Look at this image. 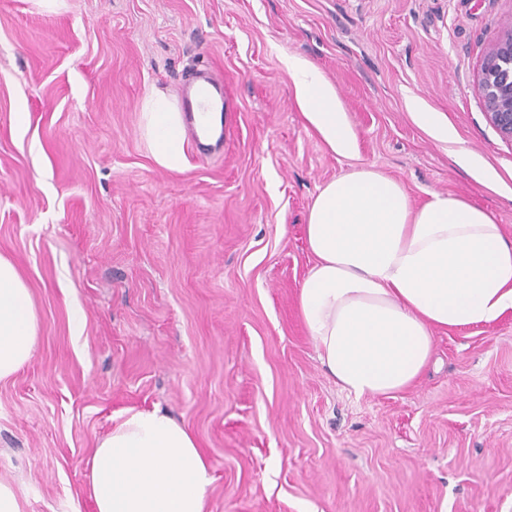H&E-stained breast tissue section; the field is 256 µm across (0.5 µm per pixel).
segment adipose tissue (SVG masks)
Listing matches in <instances>:
<instances>
[{
  "label": "adipose tissue",
  "mask_w": 512,
  "mask_h": 512,
  "mask_svg": "<svg viewBox=\"0 0 512 512\" xmlns=\"http://www.w3.org/2000/svg\"><path fill=\"white\" fill-rule=\"evenodd\" d=\"M297 102L341 157L354 155L336 90L292 59ZM142 137L158 166L186 167L183 114L153 89ZM305 236L313 263L299 307L322 365L355 398L402 391L433 353L438 329L485 324L512 311V243L493 213L431 194L414 206L402 185L362 167L320 187ZM39 321L17 267L0 257V381L33 358ZM85 491L96 512H207L209 465L182 424L158 409L129 408L100 438Z\"/></svg>",
  "instance_id": "obj_1"
}]
</instances>
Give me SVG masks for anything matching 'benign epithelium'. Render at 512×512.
<instances>
[{
  "label": "benign epithelium",
  "instance_id": "7a95c632",
  "mask_svg": "<svg viewBox=\"0 0 512 512\" xmlns=\"http://www.w3.org/2000/svg\"><path fill=\"white\" fill-rule=\"evenodd\" d=\"M485 114L499 134L512 141V22L492 40L479 77Z\"/></svg>",
  "mask_w": 512,
  "mask_h": 512
}]
</instances>
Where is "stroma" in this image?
<instances>
[{
    "instance_id": "obj_1",
    "label": "stroma",
    "mask_w": 512,
    "mask_h": 512,
    "mask_svg": "<svg viewBox=\"0 0 512 512\" xmlns=\"http://www.w3.org/2000/svg\"><path fill=\"white\" fill-rule=\"evenodd\" d=\"M511 19L512 0H0V256L40 323L0 381V481L22 512H95L98 439L154 407L203 452L208 512H512V312L437 331L412 387L358 399L298 304L312 200L356 167L417 206L465 199L512 243V142L478 91ZM292 58L337 91L354 157L304 118ZM204 63L229 102L224 148L187 144L165 170L141 101L180 96Z\"/></svg>"
}]
</instances>
